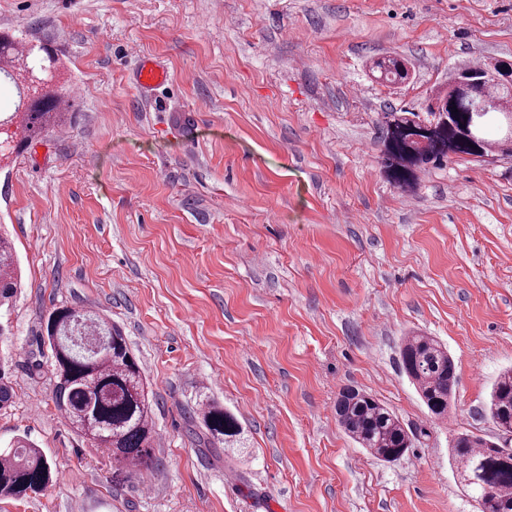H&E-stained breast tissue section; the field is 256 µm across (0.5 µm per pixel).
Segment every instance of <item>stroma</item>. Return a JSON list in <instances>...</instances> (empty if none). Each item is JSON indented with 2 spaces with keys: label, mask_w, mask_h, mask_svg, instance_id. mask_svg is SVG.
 Wrapping results in <instances>:
<instances>
[{
  "label": "stroma",
  "mask_w": 512,
  "mask_h": 512,
  "mask_svg": "<svg viewBox=\"0 0 512 512\" xmlns=\"http://www.w3.org/2000/svg\"><path fill=\"white\" fill-rule=\"evenodd\" d=\"M53 49L65 130L0 156V235L22 288L0 314V448L28 436L56 485L0 512H476L450 448L499 435L512 369V157L463 155L407 189L382 112L451 70L512 64V0H0V32ZM398 53L414 77L377 82ZM171 84L138 90V55ZM118 324L153 393L154 462L131 476L58 412L46 323ZM425 334L457 370L452 424L403 372ZM384 402L417 435L387 463L338 426V393ZM231 412L248 454L209 442ZM488 409L495 426L512 427V369L502 372L493 384Z\"/></svg>",
  "instance_id": "35a3bbf8"
}]
</instances>
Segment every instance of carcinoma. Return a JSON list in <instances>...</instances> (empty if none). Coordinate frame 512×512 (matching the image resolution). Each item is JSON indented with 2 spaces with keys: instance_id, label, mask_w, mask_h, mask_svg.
Masks as SVG:
<instances>
[{
  "instance_id": "obj_1",
  "label": "carcinoma",
  "mask_w": 512,
  "mask_h": 512,
  "mask_svg": "<svg viewBox=\"0 0 512 512\" xmlns=\"http://www.w3.org/2000/svg\"><path fill=\"white\" fill-rule=\"evenodd\" d=\"M17 35L0 33V75L14 79L13 71L29 67L48 79L56 59L45 53L32 55ZM408 60L388 53L372 63L373 75L382 82L398 85L409 78ZM459 71L449 73L448 84L438 89L428 108L450 114L447 121H420L415 109H392L382 114L385 168L398 187L412 184L416 172L428 164L441 165L450 156L480 158L495 150L512 155V140H490L487 129L493 115L509 109L512 95L493 83L481 88V95L494 102V109L472 124L474 103L458 84ZM66 89L48 90L28 106L18 103L9 120L19 119L22 136L15 150L49 129L67 123L61 102ZM18 290V268L14 247L0 237V308L13 304ZM89 336L105 334L110 345L87 356L75 351L66 336L75 323ZM54 363V399L66 422L80 436L112 452L115 464L128 473L152 464L156 432L141 369L122 331L109 320L90 311L62 306L46 324ZM403 372L415 386L431 415L448 416L457 382L456 366L448 350L431 336L414 335L404 340L400 350ZM489 415L494 425L512 427V369L502 372L493 384ZM336 418L345 433L360 447L384 462L402 459L413 447L416 434L407 431L398 417L372 395L354 388L341 390L336 398ZM205 427L213 441L227 448H243L241 428L236 418L221 406L208 403L203 408ZM457 472L464 485L472 488L477 512H512V454L496 447V442L462 433L451 448ZM57 481L56 471L44 452L27 438L15 440L0 450V497L23 499L38 494Z\"/></svg>"
}]
</instances>
